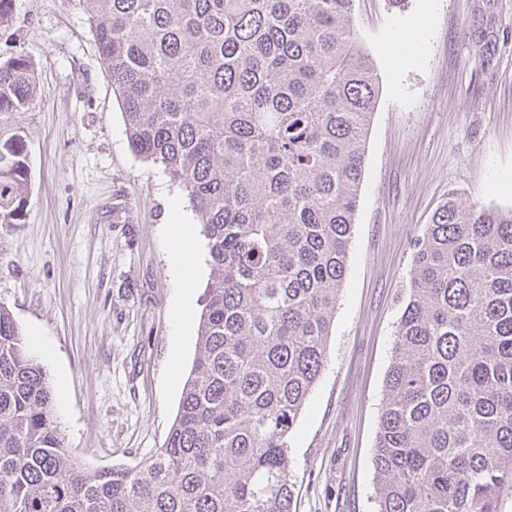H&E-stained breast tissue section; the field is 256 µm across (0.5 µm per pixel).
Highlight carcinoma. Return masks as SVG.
I'll return each instance as SVG.
<instances>
[{
  "label": "carcinoma",
  "mask_w": 512,
  "mask_h": 512,
  "mask_svg": "<svg viewBox=\"0 0 512 512\" xmlns=\"http://www.w3.org/2000/svg\"><path fill=\"white\" fill-rule=\"evenodd\" d=\"M133 153L188 196L209 278L166 444L90 472L0 304V512H292L290 438L319 380L380 84L354 0H78ZM36 91L0 62V113ZM0 138V223L24 218ZM376 512H501L512 496V209L448 195L413 245L373 455Z\"/></svg>",
  "instance_id": "obj_1"
}]
</instances>
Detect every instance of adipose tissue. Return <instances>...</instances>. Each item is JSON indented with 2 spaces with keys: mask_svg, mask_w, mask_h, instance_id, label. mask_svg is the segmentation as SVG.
I'll list each match as a JSON object with an SVG mask.
<instances>
[{
  "mask_svg": "<svg viewBox=\"0 0 512 512\" xmlns=\"http://www.w3.org/2000/svg\"><path fill=\"white\" fill-rule=\"evenodd\" d=\"M168 266L177 281L182 299L174 309L176 328H184L189 319V305L199 268V256L194 229L186 224L179 204L171 206L168 234Z\"/></svg>",
  "mask_w": 512,
  "mask_h": 512,
  "instance_id": "ef3b65f1",
  "label": "adipose tissue"
}]
</instances>
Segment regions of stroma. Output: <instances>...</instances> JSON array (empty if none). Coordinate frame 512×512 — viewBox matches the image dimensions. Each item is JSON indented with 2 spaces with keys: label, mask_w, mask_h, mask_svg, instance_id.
I'll return each instance as SVG.
<instances>
[{
  "label": "stroma",
  "mask_w": 512,
  "mask_h": 512,
  "mask_svg": "<svg viewBox=\"0 0 512 512\" xmlns=\"http://www.w3.org/2000/svg\"><path fill=\"white\" fill-rule=\"evenodd\" d=\"M380 77L324 370L292 436V512H374L372 458L412 265L436 209L512 210V0H355ZM418 47L421 61L402 66ZM39 82L0 131L19 136L25 218L0 224V304L47 372L65 448L88 470L137 466L162 448L192 366L208 266L175 335L169 201L196 216L162 166L135 156L77 0H14L0 61ZM179 358L171 372V358Z\"/></svg>",
  "instance_id": "1"
}]
</instances>
